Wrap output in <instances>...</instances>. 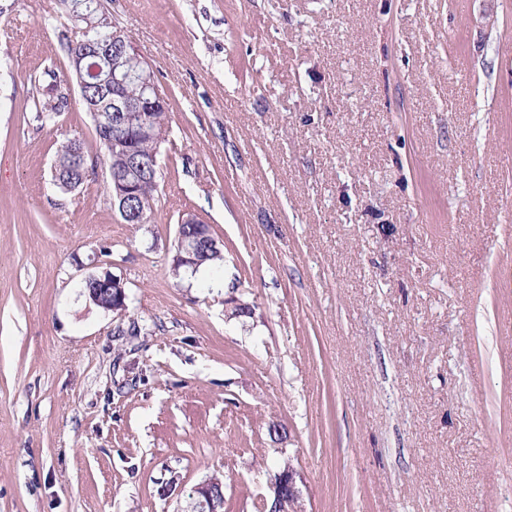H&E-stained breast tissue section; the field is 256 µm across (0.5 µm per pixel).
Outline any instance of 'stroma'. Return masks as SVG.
I'll use <instances>...</instances> for the list:
<instances>
[{
	"label": "stroma",
	"mask_w": 512,
	"mask_h": 512,
	"mask_svg": "<svg viewBox=\"0 0 512 512\" xmlns=\"http://www.w3.org/2000/svg\"><path fill=\"white\" fill-rule=\"evenodd\" d=\"M170 105L150 224L98 170L56 0H0V512H512V0H102ZM193 212L223 289L172 274ZM111 271L126 320L80 288ZM251 316L228 317L226 302ZM283 436H271L270 424ZM298 481H302L300 473L290 464L288 469L277 473L269 485V493L263 498L265 512H297L300 511L301 490ZM223 509L224 482L213 476L194 487L184 512H223Z\"/></svg>",
	"instance_id": "35a3bbf8"
}]
</instances>
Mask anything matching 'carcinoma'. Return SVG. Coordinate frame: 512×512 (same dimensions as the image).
<instances>
[{
  "mask_svg": "<svg viewBox=\"0 0 512 512\" xmlns=\"http://www.w3.org/2000/svg\"><path fill=\"white\" fill-rule=\"evenodd\" d=\"M61 6L60 18L63 19L61 49L68 59L79 55L84 57V65L98 63L102 67L101 77L106 78L112 72H126L131 66L125 56L116 50L105 53L97 48L98 44L108 41L102 31H112V26L106 23L104 12L95 13L77 11L72 8L71 0H59ZM76 81L80 88L81 101L94 124L96 136L99 140L102 154L95 158L88 156L83 145L78 141H67L57 151L53 165L50 184L63 193L71 192L84 184L88 178L95 174V167L100 164L106 166L108 179L120 177L134 183V190L138 196L155 200V194L162 179L161 169L152 166L153 158L161 154L162 145L167 141L169 130L168 107L159 106L148 115L137 109H131L124 114V122L120 127L112 125L108 115L104 114L106 108L102 107L103 87L99 79L88 74L77 75L75 69L61 74L54 69H47L39 78L41 91L33 99L32 110L37 128H42L56 120L65 108L68 107V96L64 93V86L70 81ZM150 123L153 129L152 136L135 142V165L131 169H116L112 166V137L120 132L135 130L144 123ZM224 261L221 251L201 250L196 254V262L192 266L178 267L172 270L176 277L181 272H197L205 264L213 267Z\"/></svg>",
  "mask_w": 512,
  "mask_h": 512,
  "instance_id": "1",
  "label": "carcinoma"
}]
</instances>
